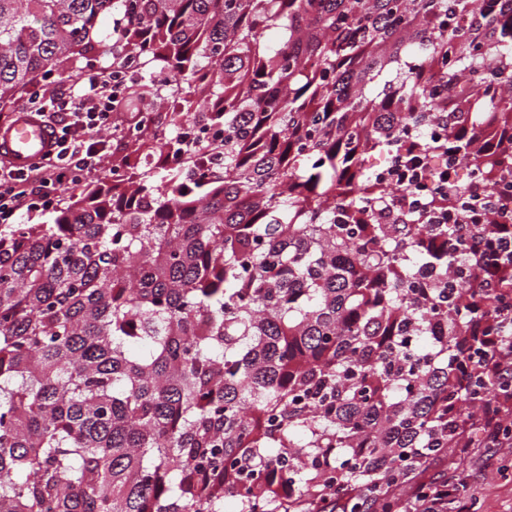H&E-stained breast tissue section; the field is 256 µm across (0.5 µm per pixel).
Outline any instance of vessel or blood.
<instances>
[{"mask_svg":"<svg viewBox=\"0 0 512 512\" xmlns=\"http://www.w3.org/2000/svg\"><path fill=\"white\" fill-rule=\"evenodd\" d=\"M55 129L34 112H17L0 124V157L24 168L53 152Z\"/></svg>","mask_w":512,"mask_h":512,"instance_id":"b4317fda","label":"vessel or blood"}]
</instances>
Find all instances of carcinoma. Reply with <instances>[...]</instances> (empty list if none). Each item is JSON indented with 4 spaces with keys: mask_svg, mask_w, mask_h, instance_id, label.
I'll use <instances>...</instances> for the list:
<instances>
[{
    "mask_svg": "<svg viewBox=\"0 0 512 512\" xmlns=\"http://www.w3.org/2000/svg\"><path fill=\"white\" fill-rule=\"evenodd\" d=\"M109 14L133 153L0 225V512H390L475 419L458 344L512 300V0H0V113ZM372 154L453 156L432 214L497 192L485 258L386 219Z\"/></svg>",
    "mask_w": 512,
    "mask_h": 512,
    "instance_id": "obj_1",
    "label": "carcinoma"
}]
</instances>
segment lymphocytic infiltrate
<instances>
[{
    "label": "lymphocytic infiltrate",
    "mask_w": 512,
    "mask_h": 512,
    "mask_svg": "<svg viewBox=\"0 0 512 512\" xmlns=\"http://www.w3.org/2000/svg\"><path fill=\"white\" fill-rule=\"evenodd\" d=\"M116 77L111 66L82 71L68 95H55L50 88H34L29 109L43 113L57 133V150L30 166L19 169L0 164V224L15 223L19 212L55 209L65 189L85 182L102 168L110 141L105 132L112 125ZM495 333L481 337L479 349L464 348L463 354L498 389L491 401L478 405L475 437L453 449L454 457L465 456L475 441L500 434L505 417L512 413V302H505L496 317Z\"/></svg>",
    "instance_id": "lymphocytic-infiltrate-1"
}]
</instances>
